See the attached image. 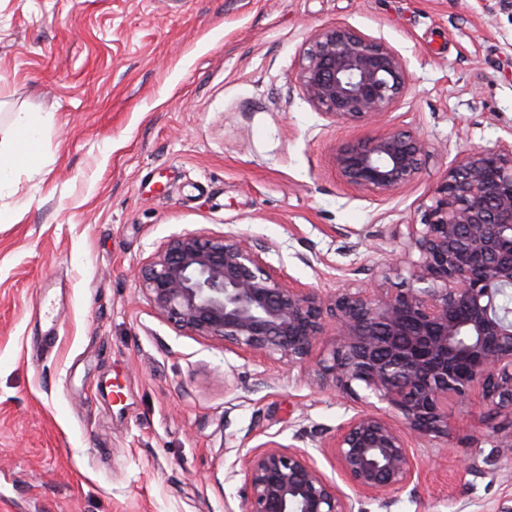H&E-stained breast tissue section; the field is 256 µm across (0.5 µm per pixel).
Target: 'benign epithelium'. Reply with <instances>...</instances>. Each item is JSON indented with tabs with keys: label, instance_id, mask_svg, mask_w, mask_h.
<instances>
[{
	"label": "benign epithelium",
	"instance_id": "obj_1",
	"mask_svg": "<svg viewBox=\"0 0 512 512\" xmlns=\"http://www.w3.org/2000/svg\"><path fill=\"white\" fill-rule=\"evenodd\" d=\"M304 95L341 125H376L405 91L404 60L337 23L312 37L299 72ZM424 144L406 131L372 129L336 153L343 183L389 195L412 183ZM407 287L393 293L347 278L332 295L266 269L265 246L241 236L184 234L138 270L156 313L178 334L224 342L290 368L317 360L311 388L366 392V408L331 448L341 481L304 448L262 444L244 459V512H355L359 494L385 497L418 477V443L448 438L449 406L472 397L512 421V140L463 151L436 186ZM512 459V430L494 445Z\"/></svg>",
	"mask_w": 512,
	"mask_h": 512
}]
</instances>
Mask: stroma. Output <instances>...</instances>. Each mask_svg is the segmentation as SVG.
Segmentation results:
<instances>
[{
  "instance_id": "1",
  "label": "stroma",
  "mask_w": 512,
  "mask_h": 512,
  "mask_svg": "<svg viewBox=\"0 0 512 512\" xmlns=\"http://www.w3.org/2000/svg\"><path fill=\"white\" fill-rule=\"evenodd\" d=\"M345 23L405 61L383 127L425 143L419 177L345 186L359 135L299 83L315 30ZM43 125L39 158L0 190V512H243L241 460L267 441L329 447L360 404L300 369L176 334L135 270L169 238L257 240L276 272L332 293L397 290L457 154L512 137V0H0V140ZM512 422L475 403L417 448L418 480L358 512H498L512 461L467 474Z\"/></svg>"
}]
</instances>
